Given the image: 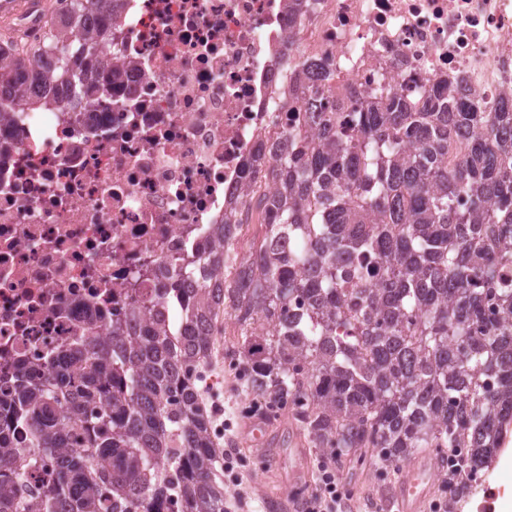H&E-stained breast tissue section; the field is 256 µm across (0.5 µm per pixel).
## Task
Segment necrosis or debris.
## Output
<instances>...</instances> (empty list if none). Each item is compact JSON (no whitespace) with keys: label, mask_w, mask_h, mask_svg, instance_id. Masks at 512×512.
Masks as SVG:
<instances>
[{"label":"necrosis or debris","mask_w":512,"mask_h":512,"mask_svg":"<svg viewBox=\"0 0 512 512\" xmlns=\"http://www.w3.org/2000/svg\"><path fill=\"white\" fill-rule=\"evenodd\" d=\"M94 95L0 126V397L35 354L108 339L113 317L176 310L169 281L283 141L276 51L333 62L351 100L421 103L442 75L485 112L512 97V0H128Z\"/></svg>","instance_id":"1"}]
</instances>
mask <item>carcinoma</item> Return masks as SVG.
<instances>
[{"instance_id":"carcinoma-1","label":"carcinoma","mask_w":512,"mask_h":512,"mask_svg":"<svg viewBox=\"0 0 512 512\" xmlns=\"http://www.w3.org/2000/svg\"><path fill=\"white\" fill-rule=\"evenodd\" d=\"M44 53L0 41V104L34 112L75 97L106 56L100 16L125 0H69ZM294 94L313 67L288 62ZM290 118L288 150L267 168L273 211L260 242L236 251L229 212L199 261L209 280L166 329L139 310L129 336L34 359L5 401L0 512H224L210 420L196 386L213 322L234 318L248 394L292 399L313 447L337 464L393 465L424 448L486 470L512 423V112H481L444 76L421 105L382 88L364 101ZM470 133L448 164V142ZM41 463L51 484L16 496Z\"/></svg>"}]
</instances>
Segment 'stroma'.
Wrapping results in <instances>:
<instances>
[{"mask_svg":"<svg viewBox=\"0 0 512 512\" xmlns=\"http://www.w3.org/2000/svg\"><path fill=\"white\" fill-rule=\"evenodd\" d=\"M223 331L215 341V354L204 365L206 374L202 401L212 424L224 427L215 440L216 450L225 454L224 499L228 512H300L290 490L295 482V449H304L307 472L302 484L309 492L319 490L325 468L318 449L307 439L290 417L271 422L273 437L259 449L243 443L246 420L239 413L244 400L242 381L224 364L225 350L234 348L240 330L231 318H223ZM402 467L377 464L360 470L338 467L336 478L347 494L345 512H397L396 490ZM492 486L495 496L472 494L452 505V512H502L506 499L512 497V447L500 448L493 466Z\"/></svg>","mask_w":512,"mask_h":512,"instance_id":"obj_1","label":"stroma"}]
</instances>
